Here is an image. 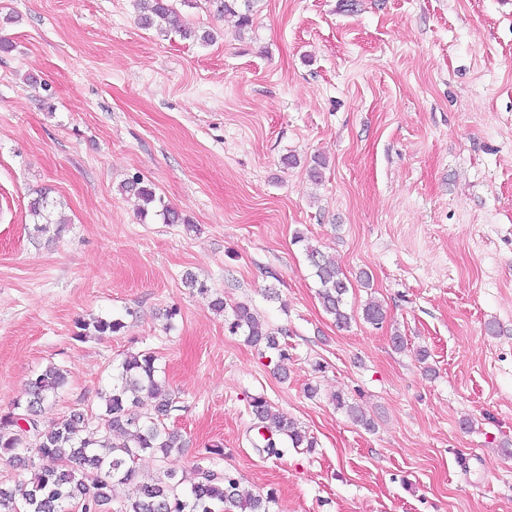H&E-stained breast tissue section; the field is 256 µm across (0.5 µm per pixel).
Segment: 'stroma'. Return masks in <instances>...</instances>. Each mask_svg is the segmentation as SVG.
Masks as SVG:
<instances>
[{"label":"stroma","instance_id":"obj_1","mask_svg":"<svg viewBox=\"0 0 512 512\" xmlns=\"http://www.w3.org/2000/svg\"><path fill=\"white\" fill-rule=\"evenodd\" d=\"M339 3L255 0L244 31L207 0L180 7L216 35L203 45L141 28L135 0H0V409L53 363L68 383L51 423L151 351L187 444L140 476L192 483L219 443L215 467L274 493L271 512H512V0ZM136 174L189 225L139 218L119 190ZM41 188L61 235L34 229ZM298 233L370 274L349 327L324 312ZM190 275L286 330L287 380ZM94 316L125 327L76 338ZM253 395L316 447L259 453ZM333 401L336 408L344 411L353 423L362 426L366 430H371L374 427L373 421L366 417L363 410L355 402L348 401L341 394H336Z\"/></svg>","mask_w":512,"mask_h":512}]
</instances>
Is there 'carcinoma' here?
<instances>
[{
  "instance_id": "cac0c4a2",
  "label": "carcinoma",
  "mask_w": 512,
  "mask_h": 512,
  "mask_svg": "<svg viewBox=\"0 0 512 512\" xmlns=\"http://www.w3.org/2000/svg\"><path fill=\"white\" fill-rule=\"evenodd\" d=\"M193 8L197 0H139V23L162 36L172 32L184 39L202 43L213 42L214 35L202 33L179 23L175 2ZM220 14L238 17L241 30L252 25L253 0H207ZM244 9H239V6ZM124 195L134 199L142 216L158 213L166 224H184L183 215L156 194L143 177L135 175L121 185ZM53 203L45 191H39L28 202L35 229L42 232L50 223ZM294 243L303 250L316 278L318 297L336 327L346 328L351 321L346 296L351 280L322 250L297 233ZM212 310L224 314V324L232 334H242L245 340L275 352L276 370L287 377L284 361L288 350L280 347L276 332L269 328L259 313L247 303L227 305L216 296ZM362 318L372 325L386 319L383 306L368 301L362 308ZM76 337L88 334L110 336L120 332V318H96L90 323L77 324ZM66 385L64 370L54 364L36 372L28 379L24 395L0 411V456L10 459L28 455L32 477L13 486L0 483V512H269L273 493L266 496L243 494L239 479L229 472L211 468L197 469L198 479L190 488L182 487L173 469L148 479H139L136 463L141 455L151 454L166 461L182 447L181 435L170 429L165 419L179 409L178 400L168 390L160 376L157 357L151 352L129 353L112 375L108 389L100 393V404L89 413L82 407L73 408L64 419L43 425L40 419L43 404L56 397ZM336 408L344 411L353 423L370 430L371 419L354 402L342 395L333 397ZM249 406L256 420V429L263 439L260 451L281 455V448H314L316 440L296 421L276 409L264 396L250 397ZM138 481L137 495L122 498L119 489Z\"/></svg>"
}]
</instances>
